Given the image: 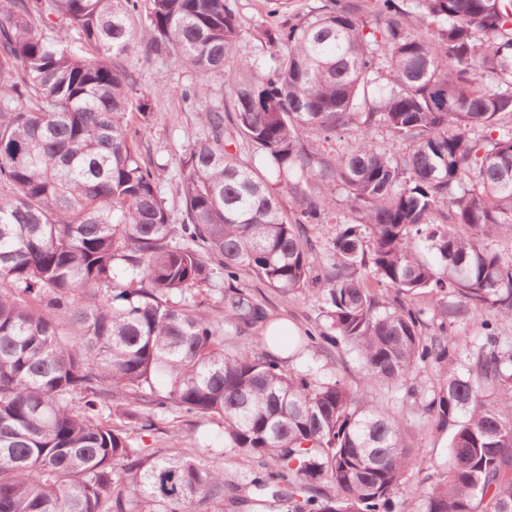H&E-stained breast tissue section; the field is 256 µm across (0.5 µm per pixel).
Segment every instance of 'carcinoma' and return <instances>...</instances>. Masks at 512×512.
Masks as SVG:
<instances>
[{"label": "carcinoma", "instance_id": "cac0c4a2", "mask_svg": "<svg viewBox=\"0 0 512 512\" xmlns=\"http://www.w3.org/2000/svg\"><path fill=\"white\" fill-rule=\"evenodd\" d=\"M271 39L281 54L257 75L236 0H0V512L247 503L196 454L133 447L103 419L113 404L147 431L169 408L220 417L254 506L396 512L407 422L339 380L285 371L257 347L276 337L246 335L270 322L245 291L224 293L222 322L174 303L214 260L229 281L316 287L329 331L311 342L345 345L395 389L460 346L442 324L423 334L413 299L512 321V253L488 244L512 234V0H321ZM135 49L203 76L234 51L250 72L200 113L178 229L131 122L150 99L113 63ZM239 140L267 175L227 150ZM339 188L359 219L340 223L320 278L308 227ZM226 324L245 334L231 351ZM422 411L448 428L447 461L408 512H512V343L487 332Z\"/></svg>", "mask_w": 512, "mask_h": 512}]
</instances>
